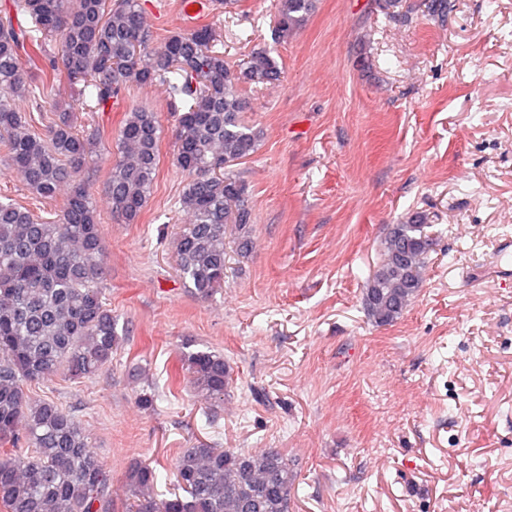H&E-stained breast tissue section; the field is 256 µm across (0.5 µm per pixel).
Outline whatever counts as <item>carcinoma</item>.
<instances>
[{
	"mask_svg": "<svg viewBox=\"0 0 512 512\" xmlns=\"http://www.w3.org/2000/svg\"><path fill=\"white\" fill-rule=\"evenodd\" d=\"M315 7L316 0H278V36L298 29ZM219 38L203 25L158 41L141 0H9L0 10V165L35 196L61 200L52 220L0 201V503L8 512H112L108 475L86 429L58 403L31 398L26 386L61 371L95 377L129 333L105 304L100 218L83 179L103 132L79 134L74 113L57 112L38 134L16 101L82 82L104 112L132 85L167 86L177 112L175 162L188 176L180 198L188 224L174 238V253L184 288L206 300L224 286L227 229L235 228L239 252L253 247L247 186L233 166L256 153L263 131L245 122L250 102L239 86L281 76L270 50L254 49L235 66L215 49ZM160 137L158 113L127 112L107 183L116 222L138 221ZM426 227L414 215L380 242L363 298L378 326L398 320L422 287L435 246ZM179 361L198 395L222 401L231 380L223 355L197 350ZM174 468L177 490L160 499L155 470L132 466L128 512H290L295 498L293 464L273 448L234 452L200 441L179 453Z\"/></svg>",
	"mask_w": 512,
	"mask_h": 512,
	"instance_id": "carcinoma-1",
	"label": "carcinoma"
}]
</instances>
